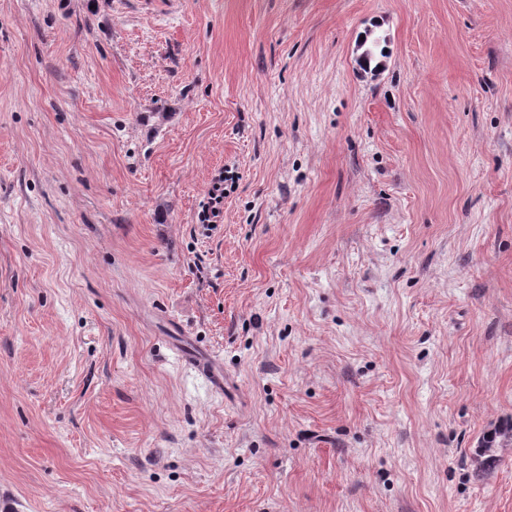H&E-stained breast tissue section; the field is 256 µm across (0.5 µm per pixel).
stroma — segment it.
I'll return each instance as SVG.
<instances>
[{
	"label": "stroma",
	"mask_w": 512,
	"mask_h": 512,
	"mask_svg": "<svg viewBox=\"0 0 512 512\" xmlns=\"http://www.w3.org/2000/svg\"><path fill=\"white\" fill-rule=\"evenodd\" d=\"M510 419L512 0H0V512H512ZM228 181L224 176V170L215 173L209 183L205 194V200L201 202L198 212L199 224L212 227L215 224L224 222V197H226V187L224 182Z\"/></svg>",
	"instance_id": "obj_1"
}]
</instances>
